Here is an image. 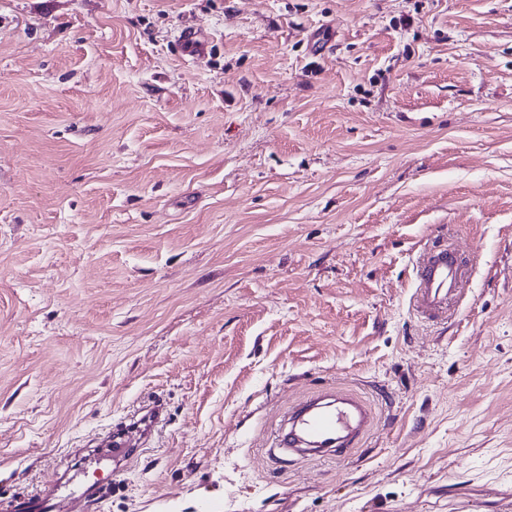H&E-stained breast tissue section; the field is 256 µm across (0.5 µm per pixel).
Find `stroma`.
<instances>
[{
    "instance_id": "obj_1",
    "label": "stroma",
    "mask_w": 512,
    "mask_h": 512,
    "mask_svg": "<svg viewBox=\"0 0 512 512\" xmlns=\"http://www.w3.org/2000/svg\"><path fill=\"white\" fill-rule=\"evenodd\" d=\"M157 396L82 512H512V0H0V512ZM460 268L456 254L440 250L429 254L418 274L419 300L430 312L439 310L458 288ZM373 419L372 410L357 396L336 393L335 399L318 393L292 408L288 426L278 433L275 447L288 456L337 453L339 448L357 445ZM142 409H145L144 414L139 419L136 410L111 424L100 443L102 448H98L102 449V456H112V462L116 464H129L148 447L152 429L164 419L165 404L156 399Z\"/></svg>"
}]
</instances>
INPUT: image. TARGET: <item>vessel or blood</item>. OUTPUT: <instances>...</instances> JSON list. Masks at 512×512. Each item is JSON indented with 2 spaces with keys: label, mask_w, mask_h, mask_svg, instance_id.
Segmentation results:
<instances>
[{
  "label": "vessel or blood",
  "mask_w": 512,
  "mask_h": 512,
  "mask_svg": "<svg viewBox=\"0 0 512 512\" xmlns=\"http://www.w3.org/2000/svg\"><path fill=\"white\" fill-rule=\"evenodd\" d=\"M460 268L454 252L429 254L418 274L419 300L428 311L439 310L459 285ZM165 405L154 400L143 415L126 414L112 423L101 441L103 456L116 464L134 461L148 447L150 434L162 422ZM374 415L359 397L349 393L328 398L318 393L296 404L288 425L280 430L275 446L281 454L303 456L337 452L357 445L369 431ZM54 488L14 500L12 512H52Z\"/></svg>",
  "instance_id": "1"
}]
</instances>
